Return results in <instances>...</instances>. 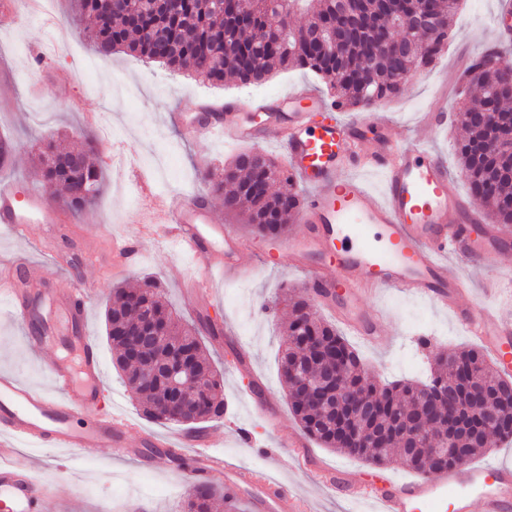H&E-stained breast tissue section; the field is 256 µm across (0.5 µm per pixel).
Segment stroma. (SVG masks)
<instances>
[{"label":"stroma","instance_id":"obj_1","mask_svg":"<svg viewBox=\"0 0 512 512\" xmlns=\"http://www.w3.org/2000/svg\"><path fill=\"white\" fill-rule=\"evenodd\" d=\"M506 0H461L454 19L452 39L429 67L419 69L402 93L379 102L402 138L426 142L449 163L448 186L460 195L468 188L454 149L461 127L452 138H444L418 117L438 101L456 112L468 90L459 75L471 56L493 37V17ZM75 11V0H41L38 7L19 5L17 12H0V59L11 65L10 78L0 77V137L14 142L11 166L0 170V180L15 181L19 190L42 193L46 202L64 210L62 193L39 181L30 161L32 151L47 137L64 139L68 148L83 147L86 137H94L100 156L120 151L123 166L106 162L102 166L103 189L77 218L61 224L55 234L42 225L28 227L25 239L0 227V271L11 269L18 255L45 265V298L70 288L80 278L88 285L87 323L103 359L105 407L124 413L135 426L165 433L167 425L144 417L134 396L124 387L106 340L104 310L112 288L139 287L144 279H154L165 299L189 323L209 316L217 328L232 329L233 338L203 335L213 362L224 375V416L208 423L213 450L241 461L254 469L270 466L272 453L287 456L283 442L288 432L300 425L288 404L278 375V354L282 349L281 323L288 317L282 300L286 293L302 292L303 276L291 266L287 251H279L273 265L245 258L247 275L242 280L215 282L213 297H197L192 280L205 271L202 260H194L159 237L144 234L136 222L138 206L131 198L136 186L126 174L127 164L139 163L153 151L155 138H163L175 149V169L180 178L160 176L148 167L151 189L165 195L207 194L198 180L200 173L224 166L233 160L238 144L222 134L186 139L169 121L173 112L195 117L204 107H224L231 101L242 103L241 116L260 121L253 102L271 99L289 89L305 85L316 91L324 86L300 69L272 73L261 85H245L233 78L214 84L186 70H174L163 63L124 52L115 53L97 80L84 74L94 59L91 44L81 28L65 25ZM216 223L228 226L240 236L248 231L240 221L224 212L217 195L207 194ZM119 237L140 238L138 262L127 269L115 268L112 241ZM370 306L384 317L383 340L376 345L351 337V344L363 356L369 374L378 382L426 379L429 363L442 349L467 344L450 313L429 303L387 292L374 297ZM26 329L8 316L0 315V370L18 373L37 388L48 384L50 366L65 353L61 342L34 352L25 340ZM428 346H420L421 338ZM261 377L275 415L273 421L253 414L245 391L253 377ZM317 461L342 465L362 478L380 481L393 474L404 479L416 473L402 461L377 466L324 448L310 441ZM38 483H52L53 494L38 500L35 512H182L188 493L186 473L174 466L153 469L142 462L113 459L105 448L90 449L71 459L58 456L52 465L39 469Z\"/></svg>","mask_w":512,"mask_h":512}]
</instances>
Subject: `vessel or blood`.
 Instances as JSON below:
<instances>
[{"instance_id":"obj_1","label":"vessel or blood","mask_w":512,"mask_h":512,"mask_svg":"<svg viewBox=\"0 0 512 512\" xmlns=\"http://www.w3.org/2000/svg\"><path fill=\"white\" fill-rule=\"evenodd\" d=\"M262 123L226 112L219 119L194 118L186 131L194 137L223 134L237 144H257L274 134L288 169L309 191L297 219L301 232L287 241L294 266L307 274L308 288L354 335L376 343L381 318L365 307V297L391 290L420 298L451 312L456 325L495 362L512 375V319L487 306H463L468 271L480 269L500 235L482 223L480 213L448 189V162L426 143L398 139L388 120L366 114L362 124L340 119L335 109L306 88L265 101ZM375 137L364 139L361 126ZM359 160L362 172L383 178L374 190L361 175L347 174L349 161ZM60 224L61 213L36 191L18 199L12 185L0 184V224L24 232L28 224ZM140 221L153 225L182 251L206 259L215 272L241 270L245 255L257 253L270 262L273 251L253 245L215 222L209 201L180 195L151 198ZM463 265L450 273L449 261ZM45 276L39 264L19 261L17 271L0 276V294L9 299L13 316L28 322V299ZM83 281L58 294V329L71 335L81 350L83 382H76L64 359L49 371V390L0 371V500L9 512H33L40 488L33 475L44 458L43 448L68 456L89 448L110 449L113 457L147 456L156 448L176 453L178 446H198L199 465L189 474L192 484L224 482V512H314L313 501L287 489L271 474L234 466L223 454L208 452L207 435L180 439L141 431L131 438V424L109 413L85 424L77 419L93 404L102 387L101 358L87 331ZM289 457L296 466L314 469L320 487L343 498L367 501L377 512H512V465L466 462L427 478H387L384 487L368 485L341 470L313 468L305 438L289 433Z\"/></svg>"}]
</instances>
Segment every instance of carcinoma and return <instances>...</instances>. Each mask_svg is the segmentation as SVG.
<instances>
[{
	"mask_svg": "<svg viewBox=\"0 0 512 512\" xmlns=\"http://www.w3.org/2000/svg\"><path fill=\"white\" fill-rule=\"evenodd\" d=\"M267 0H240L238 11L224 13L218 0H179L173 12H156L125 7L109 9L103 0H77L74 21L88 15L94 26L86 36L100 59L106 61L118 51L147 59H160L180 70L190 67L209 82H222L230 76L243 83L258 84L275 69L299 66L311 70L330 91L333 104L341 109L362 107L370 99L383 100L398 96L403 86L392 80L397 68L416 71L429 64L448 43L450 23L457 13L459 0H441L442 21L432 30L433 48L425 52L419 44L406 42L407 51L398 60L383 50L370 46L372 32L383 26V9L379 0H275L277 7L290 15L303 12L305 26L290 28L285 41L293 49L277 45L271 51L253 45L257 32L272 24ZM350 24L351 35L340 50H326L313 55L302 46L305 34L330 17ZM163 29L174 38L175 51L158 57L150 31ZM360 71L373 77L363 86L357 80ZM465 84L478 86L477 94L459 110V121L467 137L459 143L457 156L471 198L486 208V217L504 228L512 226V89L504 86L498 71L482 63H472L462 74ZM484 111L498 113L495 122H484ZM251 151L237 155L229 166L203 174L210 192L224 201L228 215H246L250 230L262 237L275 238L288 229V223L301 207V197L294 191L295 178L288 168L265 157L263 165L249 161ZM38 177L64 192V203L73 211L82 210L100 192L101 166L95 141L89 139L83 149L68 150L49 139L40 143L33 156ZM265 186L280 183L288 191L255 194L254 182ZM158 317L162 332L151 338L143 354L163 363L178 351L191 366L194 379L185 392L195 401L194 419L186 423L193 428L224 415V377L212 365L206 348L198 339L203 331L214 330L211 319L204 318L191 326L180 324L162 300L159 287L146 280L143 286L128 291L112 290L105 307L107 340L115 351V362L124 374V383L136 396L146 417L169 422L162 394L165 378L152 388L137 384V361L129 353L125 332L142 318L139 308ZM309 305L303 297L293 302L279 365L280 377L291 396L294 415L305 432L326 448L375 465H386L399 458L420 475H427L455 464L449 459L432 467L424 464L425 449L413 447L414 429L427 430L428 419L418 417L423 389L437 383L455 387L465 403L471 430L458 437V447L466 460L488 449L491 437L483 432L484 409L498 400V394L512 388V379L504 378L487 367L482 353L473 347L450 349L439 353L435 366L424 382L396 381L377 386L367 375L363 359L341 336L336 327L315 317L306 326ZM298 364L321 377L333 376L330 390L355 387L378 401L376 412L362 423L348 411L333 403L320 410L295 393L294 378L288 366ZM219 491L212 485H197L190 493L189 512H211Z\"/></svg>",
	"mask_w": 512,
	"mask_h": 512,
	"instance_id": "cac0c4a2",
	"label": "carcinoma"
}]
</instances>
